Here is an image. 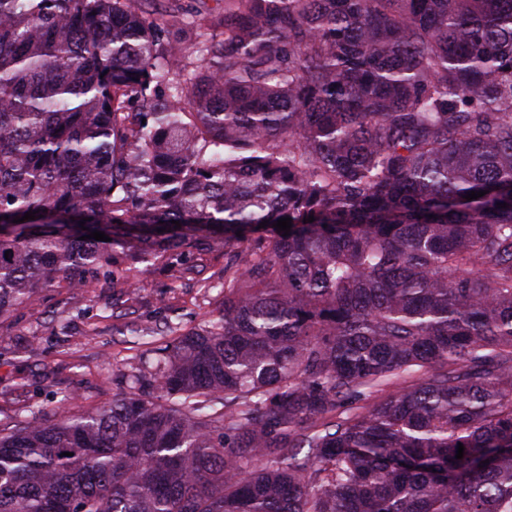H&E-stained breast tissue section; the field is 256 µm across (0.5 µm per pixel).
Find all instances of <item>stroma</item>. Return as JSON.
Instances as JSON below:
<instances>
[{
  "mask_svg": "<svg viewBox=\"0 0 512 512\" xmlns=\"http://www.w3.org/2000/svg\"><path fill=\"white\" fill-rule=\"evenodd\" d=\"M221 301L160 267L134 288L43 289L34 306L0 324V419L67 395L77 411L110 402L125 386L131 330L168 321L187 330Z\"/></svg>",
  "mask_w": 512,
  "mask_h": 512,
  "instance_id": "1",
  "label": "stroma"
}]
</instances>
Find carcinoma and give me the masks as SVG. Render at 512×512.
<instances>
[{"label":"carcinoma","mask_w":512,"mask_h":512,"mask_svg":"<svg viewBox=\"0 0 512 512\" xmlns=\"http://www.w3.org/2000/svg\"><path fill=\"white\" fill-rule=\"evenodd\" d=\"M136 3L0 0V322L141 264L223 309L0 421V512H512V0ZM223 4L216 0H138L137 7L144 14L163 18L172 10L198 15L200 17L213 13ZM200 264L205 268V276H217L224 267V248L213 244L200 256Z\"/></svg>","instance_id":"cac0c4a2"}]
</instances>
